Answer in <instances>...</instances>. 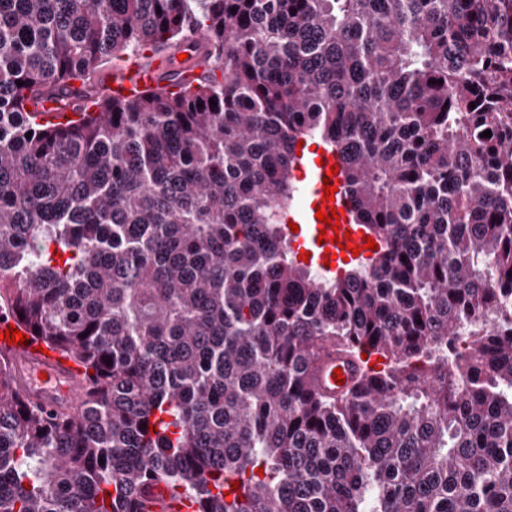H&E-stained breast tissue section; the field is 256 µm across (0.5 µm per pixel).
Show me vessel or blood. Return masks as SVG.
I'll return each mask as SVG.
<instances>
[{"label": "vessel or blood", "mask_w": 512, "mask_h": 512, "mask_svg": "<svg viewBox=\"0 0 512 512\" xmlns=\"http://www.w3.org/2000/svg\"><path fill=\"white\" fill-rule=\"evenodd\" d=\"M170 69L167 63L158 59H143L132 63L124 72L122 86L131 89L142 84L145 86L159 85L168 81ZM322 164H311L308 179L309 202L306 209L297 215L300 223L306 224L310 258L317 265H324L325 252H339V245L325 246L319 244L320 221L316 218V209L322 206L325 197L324 179L328 175L330 164L336 163L334 153L323 152ZM334 207L340 210V222L343 229L351 230L354 247L360 248L361 258H368V251L362 250L363 228L352 223L349 215L351 204L345 190H337L334 195ZM14 389L17 395L27 403L37 405L45 412L55 413L82 399L85 384L79 377L68 371L66 365L44 354L28 353L24 345H9ZM362 366L356 361L341 357L334 347H326L310 370V383L315 391L336 394L341 392L343 384H337L335 372H342L346 383H353L361 374ZM149 512H196V507L184 498H172L166 488H158L156 496L148 505Z\"/></svg>", "instance_id": "obj_1"}]
</instances>
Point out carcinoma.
Listing matches in <instances>:
<instances>
[{
  "instance_id": "1",
  "label": "carcinoma",
  "mask_w": 512,
  "mask_h": 512,
  "mask_svg": "<svg viewBox=\"0 0 512 512\" xmlns=\"http://www.w3.org/2000/svg\"><path fill=\"white\" fill-rule=\"evenodd\" d=\"M196 34L177 92L89 83ZM312 139L379 246L336 278L288 240ZM1 313L87 393L0 360V512H512V0H0ZM326 342L387 364L316 393ZM1 345L10 352L14 389L24 402L52 414L83 398L85 383L67 370L69 364H60L44 354H30L21 344L0 340ZM155 498L147 504L149 512H195L196 505L185 498L173 499L168 489L161 486L155 491Z\"/></svg>"
}]
</instances>
